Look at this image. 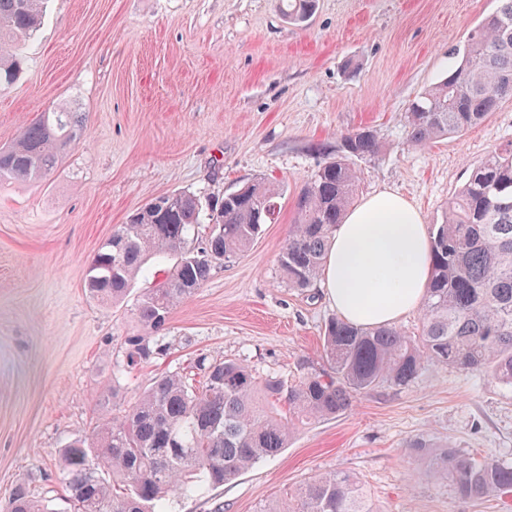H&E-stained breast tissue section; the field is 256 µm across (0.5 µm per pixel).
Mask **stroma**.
<instances>
[{
	"instance_id": "1",
	"label": "stroma",
	"mask_w": 512,
	"mask_h": 512,
	"mask_svg": "<svg viewBox=\"0 0 512 512\" xmlns=\"http://www.w3.org/2000/svg\"><path fill=\"white\" fill-rule=\"evenodd\" d=\"M498 0H317L304 23L281 0H48L44 27L0 91V147L40 113L76 106L84 140L47 179L0 184V498L35 477L71 512L58 454L118 416L156 377L200 355L288 378L323 364L336 315L320 288L279 278L294 202L335 156L341 133L368 127L380 151L357 161L358 199L400 194L436 222L467 177L512 139V100L483 124L419 147L405 112L446 77L451 47ZM265 177L280 210L244 256L216 267L172 311L168 352L120 383L112 361L146 288L123 303L85 294L88 265L128 215L177 191L221 195ZM423 437L512 463V388L426 365L408 385L359 396L339 416L297 425L287 448L216 490L171 499L169 512H257L314 474L356 473L381 512H511L431 481L406 444Z\"/></svg>"
}]
</instances>
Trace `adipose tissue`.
<instances>
[{
  "label": "adipose tissue",
  "mask_w": 512,
  "mask_h": 512,
  "mask_svg": "<svg viewBox=\"0 0 512 512\" xmlns=\"http://www.w3.org/2000/svg\"><path fill=\"white\" fill-rule=\"evenodd\" d=\"M430 275V238L419 211L391 191L351 209L332 234L321 284L342 319L392 324L422 303Z\"/></svg>",
  "instance_id": "adipose-tissue-1"
}]
</instances>
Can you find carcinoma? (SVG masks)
I'll use <instances>...</instances> for the list:
<instances>
[{"label": "carcinoma", "mask_w": 512, "mask_h": 512, "mask_svg": "<svg viewBox=\"0 0 512 512\" xmlns=\"http://www.w3.org/2000/svg\"><path fill=\"white\" fill-rule=\"evenodd\" d=\"M46 0H0V89L21 68V50L44 19ZM476 25L451 49L457 65L406 112L409 141L425 146L486 121L512 99V0ZM288 19L303 20L315 0H287ZM80 112L53 109L0 149V183L40 180L81 139ZM379 152L374 131L341 134L336 156L300 190L296 219L279 254L284 283L305 291L320 275L331 234L353 204L355 161ZM280 191L259 178L206 201L179 191L142 207L115 228L92 258L86 291L100 303L124 299L150 263L172 266L136 309L143 332L124 341L113 375L166 354L159 332L172 310L191 298L226 259L248 252L279 210ZM212 227L195 237L198 225ZM431 275L414 338L395 325L361 327L341 318L324 330L326 367L258 378L240 360L200 357L164 373L122 416L105 419L94 440H75L60 455V476L74 512H167L172 494L218 489L288 446L294 427L351 409L377 388L404 386L432 363L485 373L512 387V139L473 167L431 225ZM430 461L428 474L467 500L512 496V466L467 457L423 438L408 444ZM0 512H51L26 481L0 500ZM259 512H381L363 480L348 471L317 475Z\"/></svg>", "instance_id": "1"}]
</instances>
